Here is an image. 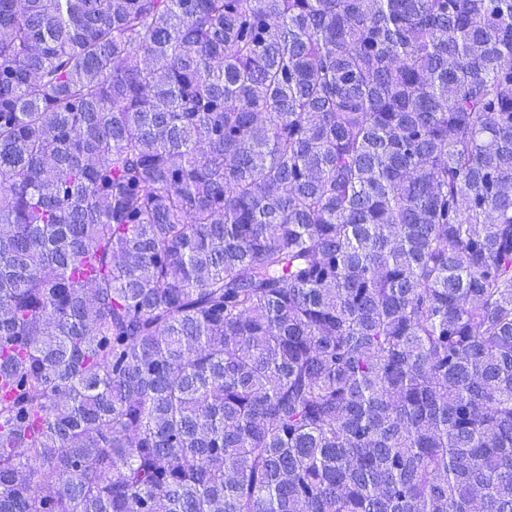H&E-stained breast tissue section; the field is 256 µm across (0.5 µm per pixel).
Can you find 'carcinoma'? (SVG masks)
<instances>
[{
  "label": "carcinoma",
  "mask_w": 512,
  "mask_h": 512,
  "mask_svg": "<svg viewBox=\"0 0 512 512\" xmlns=\"http://www.w3.org/2000/svg\"><path fill=\"white\" fill-rule=\"evenodd\" d=\"M0 512H512V0H0Z\"/></svg>",
  "instance_id": "1"
}]
</instances>
